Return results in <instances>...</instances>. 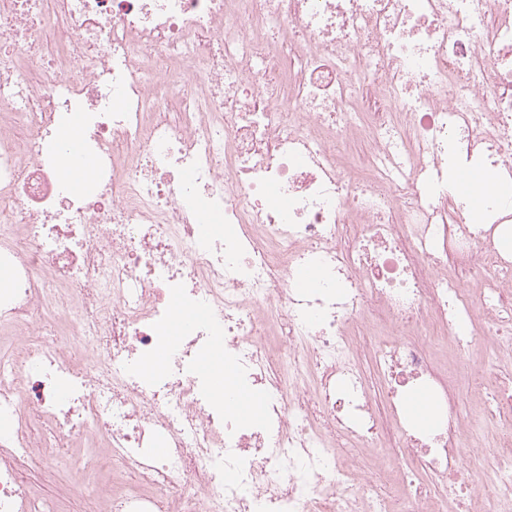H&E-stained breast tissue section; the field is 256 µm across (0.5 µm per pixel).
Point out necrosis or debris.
<instances>
[{"label":"necrosis or debris","instance_id":"necrosis-or-debris-1","mask_svg":"<svg viewBox=\"0 0 512 512\" xmlns=\"http://www.w3.org/2000/svg\"><path fill=\"white\" fill-rule=\"evenodd\" d=\"M511 223L512 0H0V512H54L17 472L74 439L85 512H512V432L491 493L466 481L463 380L478 341L512 353V263L475 249ZM452 254L501 269L480 310ZM215 349L261 420L226 413Z\"/></svg>","mask_w":512,"mask_h":512}]
</instances>
